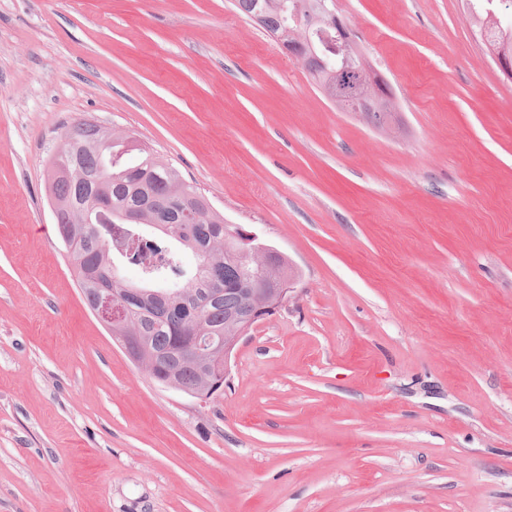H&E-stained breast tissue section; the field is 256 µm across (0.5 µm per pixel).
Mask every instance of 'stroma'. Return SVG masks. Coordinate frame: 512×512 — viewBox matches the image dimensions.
Returning <instances> with one entry per match:
<instances>
[{
    "label": "stroma",
    "instance_id": "stroma-1",
    "mask_svg": "<svg viewBox=\"0 0 512 512\" xmlns=\"http://www.w3.org/2000/svg\"><path fill=\"white\" fill-rule=\"evenodd\" d=\"M346 112L230 0H0V512H512V80L462 0H336ZM172 161L293 290L201 403L87 306L46 162ZM352 59V65L356 66L336 71V86L331 89L336 103L348 104L361 99L365 94L367 86L366 79L372 84L377 83L385 93H389L385 80L366 64L358 52H356V57L352 56Z\"/></svg>",
    "mask_w": 512,
    "mask_h": 512
}]
</instances>
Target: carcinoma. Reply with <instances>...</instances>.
Listing matches in <instances>:
<instances>
[{
  "mask_svg": "<svg viewBox=\"0 0 512 512\" xmlns=\"http://www.w3.org/2000/svg\"><path fill=\"white\" fill-rule=\"evenodd\" d=\"M497 0H466L475 25L490 30L489 51H505L512 55V27L505 28L494 19L492 9ZM318 0H234V7L245 17L259 19V25L277 35L294 26L293 11L305 17L315 11ZM292 52L313 74L323 92L327 74H314L312 50L296 43ZM107 128L93 122H80L68 134L59 154L60 162L69 169H79L83 177L56 178L51 186L54 198L61 202L56 221L62 243L75 247L70 256L79 288L92 310H97L101 295H116L133 286L119 272L118 263L136 267L142 280L158 288H180L186 292V304L199 310L201 321L184 311L156 321L144 312V306L133 298L128 303L125 326L108 324L112 336L123 341L133 333L139 336V357L156 359L149 375L163 384L168 380L182 392H201L213 380L218 359L224 356V314L243 308L237 288H255L257 279L248 276L242 263L224 254V215L212 209L209 200L170 163L144 149L137 162L128 164L111 143ZM112 203V211L138 210L136 224H100L92 215L99 196ZM191 210L189 223L177 222L171 210L174 203ZM171 221L170 231H158L150 240L142 228H156L159 216ZM190 249L187 242L202 245L194 253L195 269L187 271L182 253L170 242ZM205 329L208 338L205 362L186 355L197 337V327Z\"/></svg>",
  "mask_w": 512,
  "mask_h": 512,
  "instance_id": "1",
  "label": "carcinoma"
}]
</instances>
